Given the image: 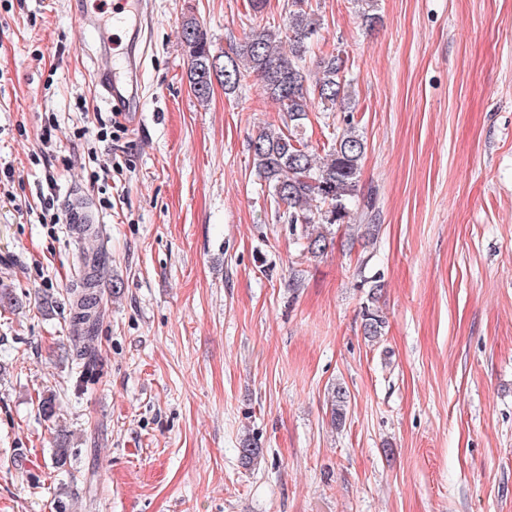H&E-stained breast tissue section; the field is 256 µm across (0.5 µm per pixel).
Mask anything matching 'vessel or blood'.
Listing matches in <instances>:
<instances>
[{
	"label": "vessel or blood",
	"mask_w": 512,
	"mask_h": 512,
	"mask_svg": "<svg viewBox=\"0 0 512 512\" xmlns=\"http://www.w3.org/2000/svg\"><path fill=\"white\" fill-rule=\"evenodd\" d=\"M151 11L150 0H112V21L104 23L96 16L88 15L83 19L85 28L104 34L107 27L122 28L133 26L135 31H142L143 24ZM116 52L109 48H100L96 59L99 77L100 95L109 105L111 111L121 113L127 122H135L140 110L138 88V61L135 51H128L126 68H119Z\"/></svg>",
	"instance_id": "vessel-or-blood-1"
}]
</instances>
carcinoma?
Wrapping results in <instances>:
<instances>
[{
	"label": "carcinoma",
	"instance_id": "cac0c4a2",
	"mask_svg": "<svg viewBox=\"0 0 512 512\" xmlns=\"http://www.w3.org/2000/svg\"><path fill=\"white\" fill-rule=\"evenodd\" d=\"M309 0H288V15L281 26L258 25L250 28L229 54H216L206 32L195 18L182 24V43L191 66L189 85L200 102L211 94L212 77L224 85V93H236L250 77L261 83L264 94L287 114L284 126H268L251 139L253 167L268 195L283 208L280 217L295 228H302L307 253L318 256L329 247V227L349 224L354 220L351 201L357 196L361 160L365 141L352 123L336 132L325 158L318 159L302 137L308 120L309 105L317 99L323 111L334 112L352 97V83L347 78L346 60L337 49L328 50L317 61L318 75L310 80L306 69L307 55L317 22ZM99 252L85 257V272L79 283L70 289L74 296L71 329L76 359L82 365V380L92 381L101 367V360L90 342L95 338L98 321V300L95 293L96 272L104 264ZM379 310L366 304L362 307L364 336L379 340L385 328ZM332 424L345 423L349 395L337 384L328 392ZM262 450L249 439L239 448L246 466L258 463Z\"/></svg>",
	"mask_w": 512,
	"mask_h": 512
}]
</instances>
